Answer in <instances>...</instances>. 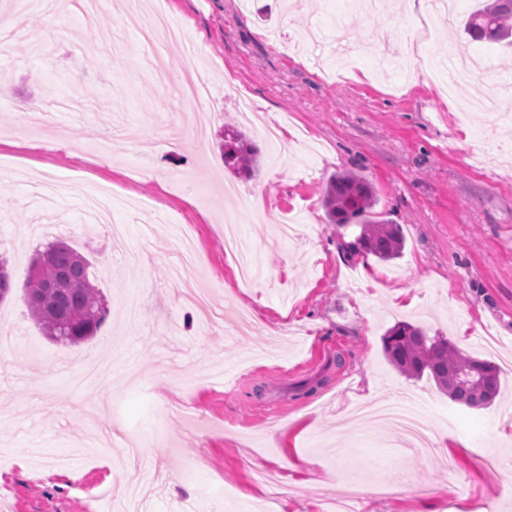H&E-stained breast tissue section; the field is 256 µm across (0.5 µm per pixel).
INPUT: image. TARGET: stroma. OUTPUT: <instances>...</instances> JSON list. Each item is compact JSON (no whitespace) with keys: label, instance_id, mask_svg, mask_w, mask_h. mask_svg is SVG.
Segmentation results:
<instances>
[{"label":"stroma","instance_id":"1","mask_svg":"<svg viewBox=\"0 0 512 512\" xmlns=\"http://www.w3.org/2000/svg\"><path fill=\"white\" fill-rule=\"evenodd\" d=\"M483 0H450L439 24L431 0H404L373 14L348 0H100L94 20L77 11L25 15L5 48L0 77V165L33 166L64 182L107 187L110 221L96 223L78 195L46 203L4 175L0 258L12 294L0 303V512H108L136 489L142 512H321L369 472L402 477L394 496L366 495L359 512H512V122L483 109L458 112L475 89L512 103V53L464 33ZM194 45L195 63L169 56L151 66L139 28L156 7ZM340 18L351 66L314 63L283 44ZM473 63L467 82L443 95L432 73L450 50ZM205 82L213 119L193 127L180 83ZM246 94L268 120L287 119L275 154L237 109ZM51 113L54 140L15 136L16 103ZM138 129L108 166L88 156L113 126ZM257 149L248 176L214 168L224 127ZM180 136L176 152L158 140ZM369 181L384 218L405 236L400 258L382 262L347 246L355 228L327 224L329 177ZM237 184L238 197L224 186ZM259 252L261 285H242L224 252V219ZM198 250L202 287L233 302L259 333L207 323L169 274L173 235ZM65 242L91 262L109 310L92 338L56 343L31 319L24 286L31 259ZM137 295L129 322L125 297ZM406 320L498 367L501 389L486 408L450 401L432 379L408 378L386 360L381 337ZM109 356L110 388L79 378L75 360ZM402 392L419 396L436 428V453L415 457L387 425L353 403ZM192 404L194 419L162 405ZM286 477L265 501L253 467ZM81 471L68 481L67 471Z\"/></svg>","mask_w":512,"mask_h":512}]
</instances>
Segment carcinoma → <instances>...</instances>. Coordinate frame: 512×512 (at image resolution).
Here are the masks:
<instances>
[{
	"instance_id": "obj_1",
	"label": "carcinoma",
	"mask_w": 512,
	"mask_h": 512,
	"mask_svg": "<svg viewBox=\"0 0 512 512\" xmlns=\"http://www.w3.org/2000/svg\"><path fill=\"white\" fill-rule=\"evenodd\" d=\"M465 31L474 41L512 47V0H489L470 14ZM255 152L237 129L224 131V167L251 174ZM378 199L368 181L354 172L334 175L323 199L328 223L338 228L355 226L351 246L382 262L399 258L405 246L400 225L383 219ZM51 265L43 277L29 279L24 288L28 311L42 332L65 344H78L95 335L107 310L90 277V263L63 243H53ZM389 363L411 378L431 377L449 398L468 407L489 404L498 394V371L476 360L443 336H428L408 322H397L382 336Z\"/></svg>"
}]
</instances>
